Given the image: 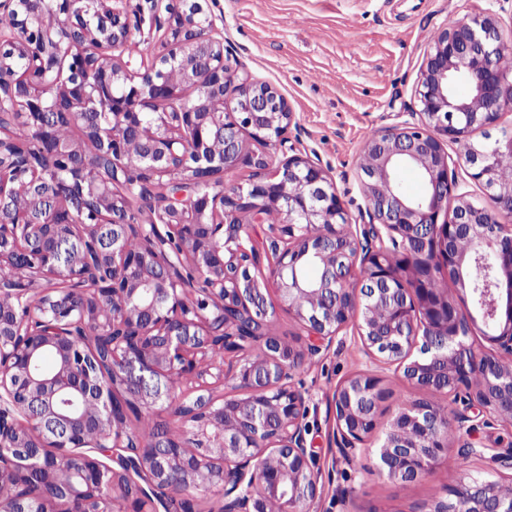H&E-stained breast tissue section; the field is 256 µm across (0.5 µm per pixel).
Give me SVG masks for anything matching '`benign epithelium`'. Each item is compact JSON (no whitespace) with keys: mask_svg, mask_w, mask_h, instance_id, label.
Segmentation results:
<instances>
[{"mask_svg":"<svg viewBox=\"0 0 512 512\" xmlns=\"http://www.w3.org/2000/svg\"><path fill=\"white\" fill-rule=\"evenodd\" d=\"M125 0H0L14 20L13 37L0 47V120L27 112L36 132L12 166L0 164V243L14 248L19 275L0 278V294L17 306L0 309V483L11 506L27 512H112L110 502L87 507L99 476L109 473L133 486L152 512H171L197 487L202 461L219 489L222 512H304L319 495L316 458L306 446L307 412L299 371L329 349L349 326L365 351L395 367L422 393L394 419L379 459L388 477L406 486L448 461V433L427 390L448 383V423L458 435L474 419L451 408L462 400L483 424L512 425V134L492 135L502 112L512 110V77L500 58L512 50L498 20L475 14L456 20L430 39L414 90L411 120L374 130L365 139L358 169L368 223L350 224L328 168L289 145L294 112L282 94L244 66L228 64L224 40L210 35L213 19L197 0H174L150 24L164 32L169 50L141 70L124 59L133 31L145 18ZM466 79L472 93L457 97L452 82ZM235 98L225 105L226 96ZM181 100L144 126V111ZM100 113L106 124H85L82 139L56 145L54 123ZM484 138H474L476 131ZM264 146L247 152L244 137ZM112 152L113 178L129 175L126 144L142 142L133 186L150 199L164 184L160 223L137 224L123 216L124 199L109 183L88 181L83 140ZM461 147L457 160L448 144ZM463 163L496 204V212L457 193L456 165ZM246 164L247 185H224ZM422 175L425 195L406 197L400 165ZM29 177V205L15 212V181ZM454 206L448 207V201ZM269 225L262 242L239 215ZM80 241L101 240L92 252L80 246L63 271L56 244L73 227ZM42 244L29 254L32 234ZM137 237L131 255L126 240ZM415 249H410L409 244ZM495 256L493 287L462 310L448 294L428 287L443 271L461 289L481 257ZM63 278L66 293L39 282ZM279 305L304 335L285 341L257 328L268 318V283ZM113 305L98 324L110 350L109 370H88L79 344L88 334V292ZM482 322L487 346L467 342ZM55 350L58 364L45 376L37 354ZM190 379L203 388L230 384L245 396L200 406L154 389L156 376ZM385 398L381 378L358 373L336 386V448L353 459L376 426ZM173 405L189 422L200 453H182L175 440L150 442L128 431L114 433L118 417ZM40 459L39 483L29 462ZM498 479L471 474L436 501L430 512H512V448L490 456ZM73 486L66 507L51 494Z\"/></svg>","mask_w":512,"mask_h":512,"instance_id":"obj_1","label":"benign epithelium"}]
</instances>
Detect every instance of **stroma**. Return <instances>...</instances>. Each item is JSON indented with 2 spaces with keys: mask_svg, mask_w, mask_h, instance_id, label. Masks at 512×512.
I'll use <instances>...</instances> for the list:
<instances>
[{
  "mask_svg": "<svg viewBox=\"0 0 512 512\" xmlns=\"http://www.w3.org/2000/svg\"><path fill=\"white\" fill-rule=\"evenodd\" d=\"M224 35L231 63L244 65L288 100L297 125L288 135L331 168L352 223H366L359 155L373 129L408 120L425 51L449 19L489 13L512 39V0H200ZM378 374L386 396L364 450L343 461L333 441L337 383ZM299 378L306 392L307 442L320 494L308 512H427L447 498L463 469L441 463L408 486L382 471L378 450L417 390L363 352L355 329Z\"/></svg>",
  "mask_w": 512,
  "mask_h": 512,
  "instance_id": "stroma-1",
  "label": "stroma"
}]
</instances>
